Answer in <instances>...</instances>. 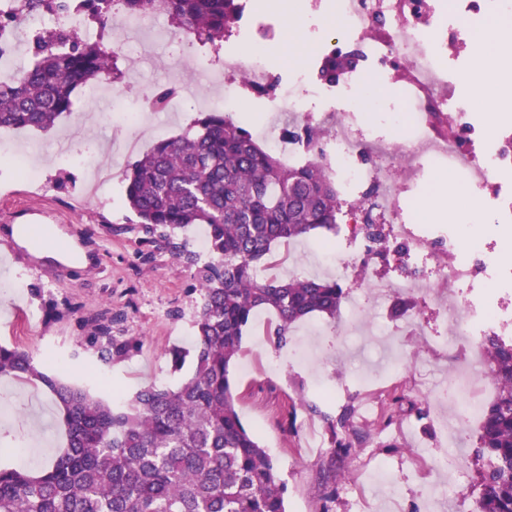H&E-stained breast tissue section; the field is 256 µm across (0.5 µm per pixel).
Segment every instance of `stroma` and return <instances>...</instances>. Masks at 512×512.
<instances>
[{"label":"stroma","mask_w":512,"mask_h":512,"mask_svg":"<svg viewBox=\"0 0 512 512\" xmlns=\"http://www.w3.org/2000/svg\"><path fill=\"white\" fill-rule=\"evenodd\" d=\"M147 27L168 31L154 43L138 68H125L121 82L100 85V98L88 101L80 90L73 112L53 130L15 131V145L38 168V187H30L10 157L0 158V253L15 259L0 264V344L28 352L38 363L62 358L66 381L115 402L127 401L141 387L176 386L191 365L173 370L169 351L190 348L193 315L200 295L192 273L176 263L160 242H148L140 225L127 223L121 173L160 140L183 134L203 112L224 109L226 81H210L202 67L223 71L213 58L183 34L166 15L146 18ZM303 50L291 56L289 35L280 31L269 44L273 73L318 67L306 23H299ZM403 66L386 61L365 82L375 102L357 110L363 128L378 127L397 93ZM193 83L195 92L176 109L150 111L147 99L158 85ZM121 112H140L134 128L121 125ZM288 115L269 112L263 98L241 97L233 121L261 136L263 128L282 127ZM95 154L111 179L98 199L89 191L96 178L78 162L61 164L62 155ZM35 224L53 230L55 240L85 249L88 267L36 260L18 247L9 229ZM343 233L319 231L309 238L275 247L270 277L306 271L332 277L336 268L321 262L329 243H343ZM379 279L391 286L382 307H374L366 285ZM342 283L358 300V320L348 307L336 318L315 315L299 323L287 347L276 348L267 334L273 315L259 311L242 342L233 368L237 405L247 427L275 460L286 485L288 512H474V486L482 462L475 449L478 424L464 422L451 443L435 440L439 409L432 391L464 361L483 363L480 344L449 345L452 325L444 321L439 291L428 267L394 251L378 252L366 268L355 269ZM402 313H395L397 302ZM112 322L113 335L134 343L123 359L102 363L91 321ZM390 332L385 342L374 324ZM356 424L379 421L395 413L396 423L363 435L349 455L337 456L328 425L345 409ZM0 466L37 473L49 465L66 440L61 415L39 384L0 377ZM455 453L458 466L440 469L436 461Z\"/></svg>","instance_id":"obj_1"}]
</instances>
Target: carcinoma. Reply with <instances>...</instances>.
<instances>
[{"label":"carcinoma","mask_w":512,"mask_h":512,"mask_svg":"<svg viewBox=\"0 0 512 512\" xmlns=\"http://www.w3.org/2000/svg\"><path fill=\"white\" fill-rule=\"evenodd\" d=\"M21 8L54 18L77 13L103 25L116 13L146 17L160 8L218 56L246 0H21ZM27 51L23 75L0 81V128L51 129L72 111L77 87L122 76L117 56L67 23L30 31ZM355 63L353 52L328 56L320 77L334 81L336 71ZM177 93L174 86L157 89L151 108L167 110ZM304 135L316 156L289 165L248 129L211 112L126 166V222L165 241L199 288L193 350L170 351L174 370L188 359L193 370L173 388L151 384L113 405L0 345V376L42 384L67 437L63 452L37 474L0 467V512H287L278 467L237 409L232 367L258 310L274 313L269 335L280 348L309 316L336 318L346 298L338 279L260 276L276 245L336 230L345 204L322 163L318 133L307 126ZM191 224L208 228L205 260L179 238ZM94 331L105 362L132 348L109 325L97 323ZM482 347L498 392L482 410L476 512H512V340L484 336Z\"/></svg>","instance_id":"carcinoma-1"}]
</instances>
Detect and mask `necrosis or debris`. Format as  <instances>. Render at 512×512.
<instances>
[{"mask_svg": "<svg viewBox=\"0 0 512 512\" xmlns=\"http://www.w3.org/2000/svg\"><path fill=\"white\" fill-rule=\"evenodd\" d=\"M335 7L342 22L336 37L324 43L328 54L341 55L356 50L359 64L329 84L302 72L297 78L279 83L268 109L294 115L300 124L321 127L329 112H342L343 118L326 137L329 167L348 196H356L367 183L376 185V195L346 208L344 224L352 252L370 249L362 232L367 209L378 210L387 223L388 238L413 246L414 256L430 266L439 287L447 289L455 301L449 304L448 319L467 340L480 336L512 335V306L486 295L488 283H496L501 294L512 296V278H502L496 243H485L478 262L457 259L461 232L448 231V243L441 250L429 249L420 225L405 212L406 181L398 166L421 171L424 163L458 171L481 212L495 216L493 226L512 237V126L487 137L472 99L457 94L455 88L473 82L469 68L449 69L451 49L462 44L468 26L487 11L512 14V0H302L306 18L323 15ZM15 0H0V13L14 14L15 25L0 30V73L17 75L12 51L15 26L27 28L44 24L42 14L15 15ZM393 57L404 66L401 86L403 109L408 112L414 135L401 152H386L381 140L366 139L354 112L341 111L343 101L355 98L365 73L375 70L383 59ZM225 77L239 78L248 92L262 89L270 67L262 53L245 55L237 50L224 53ZM459 121L460 133L444 132L448 121ZM378 152L381 165L365 166L361 158ZM471 376H456L440 386L437 399L452 405L458 421L477 420L480 399L470 397Z\"/></svg>", "mask_w": 512, "mask_h": 512, "instance_id": "obj_1", "label": "necrosis or debris"}]
</instances>
